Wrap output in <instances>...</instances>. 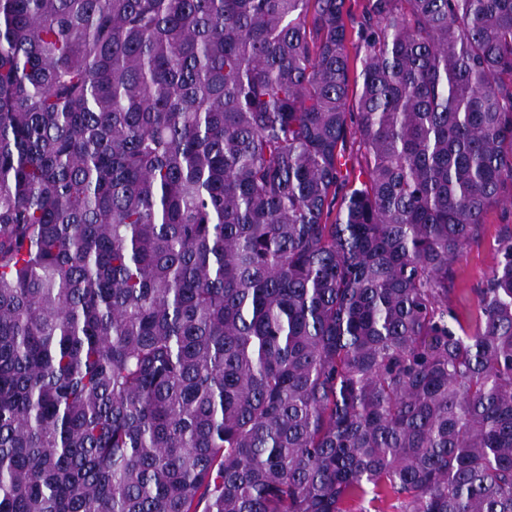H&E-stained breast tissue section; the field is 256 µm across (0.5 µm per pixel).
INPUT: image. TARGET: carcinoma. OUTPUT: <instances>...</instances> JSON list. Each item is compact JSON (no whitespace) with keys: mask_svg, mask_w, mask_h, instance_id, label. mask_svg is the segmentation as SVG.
Segmentation results:
<instances>
[{"mask_svg":"<svg viewBox=\"0 0 512 512\" xmlns=\"http://www.w3.org/2000/svg\"><path fill=\"white\" fill-rule=\"evenodd\" d=\"M369 494L512 512V0H0V512ZM501 225V211L499 209L489 211L485 217L483 237L478 242L467 246L455 261L456 288H458L455 302L463 313L475 311L473 289L480 286L494 265V248Z\"/></svg>","mask_w":512,"mask_h":512,"instance_id":"carcinoma-1","label":"carcinoma"}]
</instances>
